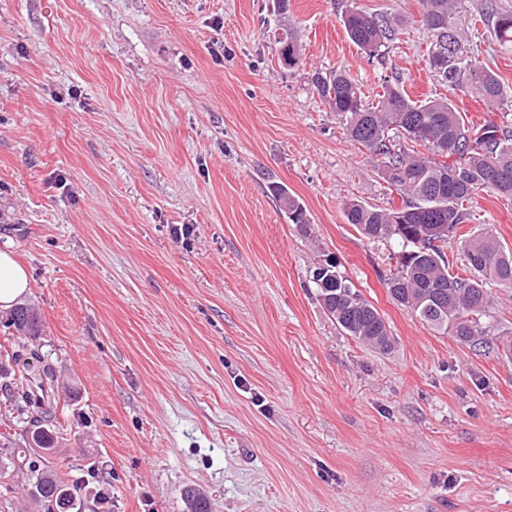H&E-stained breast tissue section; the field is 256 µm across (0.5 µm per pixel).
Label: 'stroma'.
Masks as SVG:
<instances>
[{"label": "stroma", "mask_w": 512, "mask_h": 512, "mask_svg": "<svg viewBox=\"0 0 512 512\" xmlns=\"http://www.w3.org/2000/svg\"><path fill=\"white\" fill-rule=\"evenodd\" d=\"M484 3L457 0L464 47L512 90ZM349 5L402 18L382 59L347 37ZM421 12L289 0L292 69L274 0H0V250L30 275L65 405L50 460L102 466L112 512H183L189 484L212 512H512V288L492 286L477 346L391 300L396 245L343 209L400 198L310 81L340 68L373 96L397 74L412 99L442 95ZM470 224L512 249V198L480 194ZM328 255L388 351L316 301ZM29 489L0 453V512H46ZM281 44L280 56L283 63L289 68H295L301 64V53L294 32L288 27L283 29L282 37L278 41ZM268 189L279 208L286 214L289 223L295 224L303 236L310 237L312 221L305 207L283 185L270 183Z\"/></svg>", "instance_id": "stroma-1"}]
</instances>
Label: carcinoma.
<instances>
[{
	"label": "carcinoma",
	"mask_w": 512,
	"mask_h": 512,
	"mask_svg": "<svg viewBox=\"0 0 512 512\" xmlns=\"http://www.w3.org/2000/svg\"><path fill=\"white\" fill-rule=\"evenodd\" d=\"M420 3L433 37L426 65L448 88L447 95L415 101L397 79L386 82L374 104L344 70L317 72L311 82L345 120L347 135L369 152L379 176L401 197L391 208L350 201L344 210L347 222L365 237L400 246L396 266L384 279L391 299L431 328L471 344L487 333L481 319L491 306L489 286L512 288V251L485 228L462 234L459 229L469 221L465 204L478 193L512 198V132L492 120L467 123L457 111L454 97L459 92L476 94L493 110L503 109L504 87L496 74L468 56L456 34L455 0ZM481 21L497 38L512 42V10L489 3ZM342 23L349 39L374 58L394 39L400 20L350 6ZM279 44L283 63L300 66L294 32L283 29ZM395 133L410 145L395 143ZM268 189L289 223L311 236L312 221L288 188L271 183ZM455 236L464 255L462 275L448 272L445 248ZM309 282L324 313L345 335L382 351L391 346L384 318L342 275L335 258L329 256L310 269ZM0 318L20 339L11 342L0 362V388L13 410L26 416L23 446L10 451L13 466L30 472V494L47 512H104L108 499L88 500L81 494V480L66 478L44 456L55 447L59 407L55 398L46 402L32 394L33 385H48L55 378L53 367L29 347L42 336L40 314L23 303ZM182 500L185 512H211L208 497L194 486L183 489Z\"/></svg>",
	"instance_id": "carcinoma-1"
}]
</instances>
